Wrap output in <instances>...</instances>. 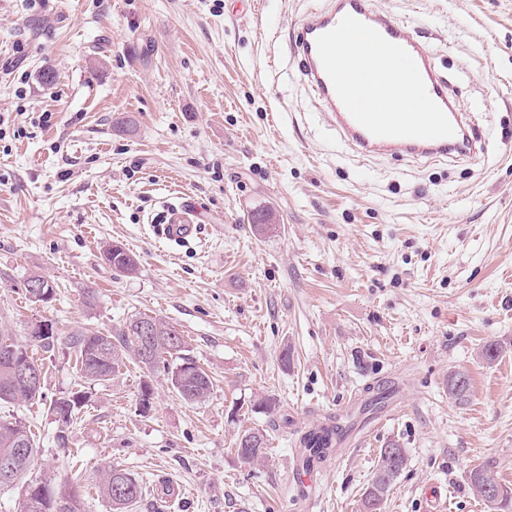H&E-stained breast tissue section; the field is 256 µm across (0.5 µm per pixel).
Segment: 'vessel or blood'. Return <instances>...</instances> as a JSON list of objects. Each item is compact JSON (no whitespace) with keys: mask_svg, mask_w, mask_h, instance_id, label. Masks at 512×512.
<instances>
[{"mask_svg":"<svg viewBox=\"0 0 512 512\" xmlns=\"http://www.w3.org/2000/svg\"><path fill=\"white\" fill-rule=\"evenodd\" d=\"M362 43L372 46V67L390 98L410 89L415 111L368 110L371 82L360 70L343 68L339 59ZM295 50L305 62L304 74L324 115L362 154L433 161L475 154L466 120L423 44L408 33L403 21L375 11L370 0H331L326 8L310 11L300 26ZM196 230L186 208L170 209L168 238L183 239Z\"/></svg>","mask_w":512,"mask_h":512,"instance_id":"1","label":"vessel or blood"}]
</instances>
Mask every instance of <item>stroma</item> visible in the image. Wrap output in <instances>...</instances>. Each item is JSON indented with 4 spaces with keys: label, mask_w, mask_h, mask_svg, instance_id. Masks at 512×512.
Instances as JSON below:
<instances>
[{
    "label": "stroma",
    "mask_w": 512,
    "mask_h": 512,
    "mask_svg": "<svg viewBox=\"0 0 512 512\" xmlns=\"http://www.w3.org/2000/svg\"><path fill=\"white\" fill-rule=\"evenodd\" d=\"M372 3L429 49L478 157L341 140L292 48L327 0H0V334L160 317L214 383L191 403L133 354L94 384L63 346L38 351L44 399L0 402L36 440L30 478L77 487L86 512H111V466L146 486L130 512H362L394 444L406 464L384 512H425L433 485L446 512H490L468 481L486 464L512 488V0ZM182 202L200 228L166 239ZM107 243L135 274L104 262ZM34 273L51 303L26 298ZM372 387L392 396L359 415ZM76 392L62 447L50 401ZM266 397L274 413L255 409ZM328 418L346 427L339 450L290 484L302 433ZM247 429L267 435L264 460L237 456ZM102 257L105 263L119 272L133 274L137 270L136 259L119 246H107L102 251Z\"/></svg>",
    "instance_id": "1"
}]
</instances>
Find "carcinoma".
Masks as SVG:
<instances>
[{
	"instance_id": "1",
	"label": "carcinoma",
	"mask_w": 512,
	"mask_h": 512,
	"mask_svg": "<svg viewBox=\"0 0 512 512\" xmlns=\"http://www.w3.org/2000/svg\"><path fill=\"white\" fill-rule=\"evenodd\" d=\"M105 263L113 269L126 274L137 270L136 259L124 249L109 245L102 251ZM149 324L157 330L155 336L157 347L155 351L145 356L140 352V329L143 324ZM63 342L69 352L75 354L80 376L89 382H103L119 370L123 356L134 354L146 367L155 371H163L172 387L186 401H201L209 397L213 382L211 377L199 366L190 362V358L181 355L185 340L175 326L169 322L153 317L140 316L132 318L116 333L99 330L82 329L65 337L58 336L52 331L46 340L34 344H22L11 336H0V352L15 351L24 358L39 375H44L43 366L34 354L29 351L31 346L40 347L46 351L55 348V343ZM44 381H39L36 387H26L0 368V402H29L43 398ZM85 395L74 393L51 401L49 410L57 414L59 409L68 406L72 408L67 418L58 420L62 429L57 440L60 445H66L68 436L65 428L73 422L83 405ZM343 436V427L336 425H321L305 432L300 438V446L304 448L306 461L325 460L332 448ZM247 445L248 461L263 459L268 453L267 436L259 430H246L238 435L235 448ZM37 454V444L28 426L18 419L0 420V465L8 459L14 461V467L9 475H4L0 468V489L22 487L25 497L22 502V512H59V502L68 503L67 512H84V502L74 490H56L57 497L53 498L48 490L54 488L52 481L44 479L34 483L29 481L28 474L32 469ZM405 464L400 459V465L391 468L387 449L379 452L378 465L372 474L363 497V508H368L373 499L385 503L389 489L398 477ZM99 493L112 506V512H127L132 503L141 495L140 481L131 473L118 468H110L103 473Z\"/></svg>"
}]
</instances>
